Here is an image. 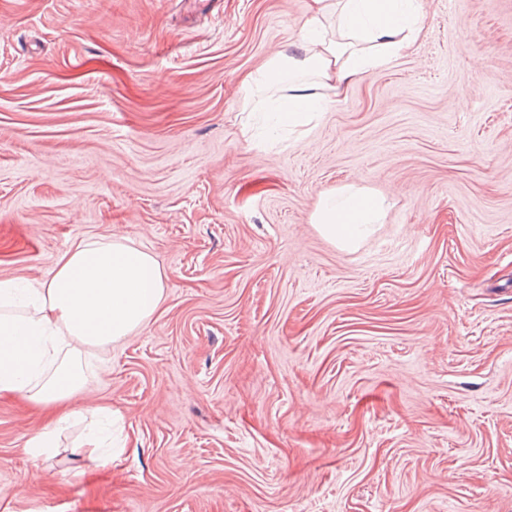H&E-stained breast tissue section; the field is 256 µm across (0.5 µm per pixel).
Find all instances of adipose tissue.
Instances as JSON below:
<instances>
[{
	"instance_id": "obj_1",
	"label": "adipose tissue",
	"mask_w": 512,
	"mask_h": 512,
	"mask_svg": "<svg viewBox=\"0 0 512 512\" xmlns=\"http://www.w3.org/2000/svg\"><path fill=\"white\" fill-rule=\"evenodd\" d=\"M424 23L423 0H312L310 16L287 50L243 80L268 137L303 126L358 77L407 54ZM288 92L273 96L280 83ZM387 203L352 183L321 195L312 222L323 237L354 249L381 222ZM165 274L149 252L115 237L77 243L53 276L22 285L0 281V396L22 394L53 411L51 426L27 442L37 454L56 448L76 413L85 354L127 338L164 300Z\"/></svg>"
}]
</instances>
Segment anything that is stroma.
<instances>
[{"label": "stroma", "instance_id": "obj_1", "mask_svg": "<svg viewBox=\"0 0 512 512\" xmlns=\"http://www.w3.org/2000/svg\"><path fill=\"white\" fill-rule=\"evenodd\" d=\"M309 5L0 0V280L115 236L167 274L51 454L0 397V512H512V0H426L270 143L241 80ZM352 182L388 207L343 251L311 215Z\"/></svg>", "mask_w": 512, "mask_h": 512}]
</instances>
